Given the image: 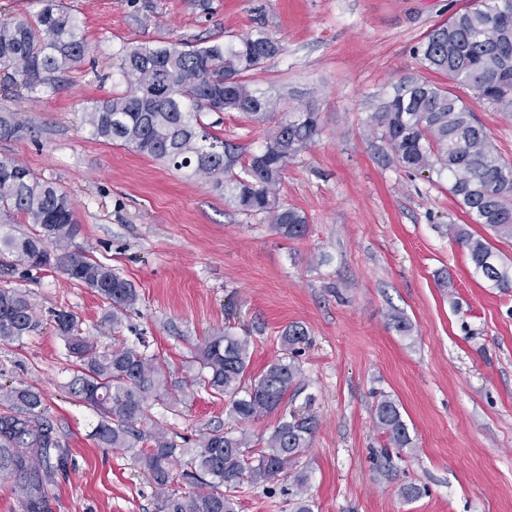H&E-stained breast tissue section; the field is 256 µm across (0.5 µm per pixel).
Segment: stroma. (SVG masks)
Returning a JSON list of instances; mask_svg holds the SVG:
<instances>
[{
  "label": "stroma",
  "mask_w": 512,
  "mask_h": 512,
  "mask_svg": "<svg viewBox=\"0 0 512 512\" xmlns=\"http://www.w3.org/2000/svg\"><path fill=\"white\" fill-rule=\"evenodd\" d=\"M468 0H63L81 21L87 51L50 97H17L0 79V109L27 131L0 142L66 193L77 244L121 272L140 301L119 332L86 286L46 270L0 269V287L26 291L44 319L65 309L84 336L165 362L188 376L195 346L227 329L249 338V377L282 356L291 323L308 331L302 384L289 409L318 427L301 462L315 512H512V291L477 274L448 234L467 225L512 263V239L470 223L447 177L399 167L371 115L400 82L424 76L414 54L435 25ZM264 28L283 47L252 72L254 87L312 101L316 144L289 161L279 198L308 219L304 237L277 233L222 191L186 171L93 137V101L122 91L112 54L126 42L191 44ZM468 104L512 160V115ZM239 152L266 128L242 113L204 114ZM72 357L53 327L0 341V385H32L75 466L59 479L49 512H158L130 450L99 447V415L66 388ZM400 406L412 444L398 448L372 418L381 396ZM161 422L175 440L236 427L228 401L198 391L152 402L142 430ZM422 494L405 502L402 485ZM289 482L249 489L237 512H292Z\"/></svg>",
  "instance_id": "35a3bbf8"
}]
</instances>
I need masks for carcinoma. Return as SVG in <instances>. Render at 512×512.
<instances>
[{"label": "carcinoma", "mask_w": 512, "mask_h": 512, "mask_svg": "<svg viewBox=\"0 0 512 512\" xmlns=\"http://www.w3.org/2000/svg\"><path fill=\"white\" fill-rule=\"evenodd\" d=\"M283 51L265 29L207 46L127 42L116 52L125 91L95 101L84 122L92 136L119 142L141 154L191 170L224 191V203L249 215L262 214L288 239L300 238L307 218L279 201L288 161L310 149L321 133L319 113L308 103L288 109L279 96L251 85L249 74ZM81 22L58 0H45L34 15L0 19V71L31 98L50 96L56 77L83 59ZM421 66L446 78L416 79L396 89L372 113L381 134L406 169L447 175L448 191L475 224L512 238V162L496 149L490 133L448 84L498 112H512V12L501 0H475L431 29L415 49ZM240 112L268 126L262 148L243 156L202 120L205 112ZM17 114L0 112V141L19 136ZM19 214L32 231L0 234V254L28 269H53L92 289L107 304L105 319L117 329L135 309L134 284L112 266L87 256L76 244L80 224L68 197L12 157H0V215ZM448 234L466 248L475 272L493 287L512 289V265L493 247L459 224ZM54 329L76 370L68 393L100 415L93 437L103 448L136 449L143 475L154 488L158 512H236L239 494L283 473L291 480L294 512H313L309 475L300 459L316 428L307 412L284 411L288 390L302 370L297 359L308 331L290 324L280 336L284 356L269 364L245 389L250 341L224 330L195 347L193 373L182 390L203 389L230 398V416L240 422L275 411L280 417L264 448L251 458L246 433L209 428L192 448H181L156 423L145 433L149 400L169 393L166 365L122 344L99 349L80 332L76 316L59 310ZM43 320L29 294L0 287V341L40 333ZM0 473L18 479L26 512H46L48 490L72 462L68 446L45 416L42 393L31 387L0 386ZM373 420L398 448L410 443L399 404L384 395ZM196 487L172 488L175 479Z\"/></svg>", "instance_id": "obj_1"}]
</instances>
